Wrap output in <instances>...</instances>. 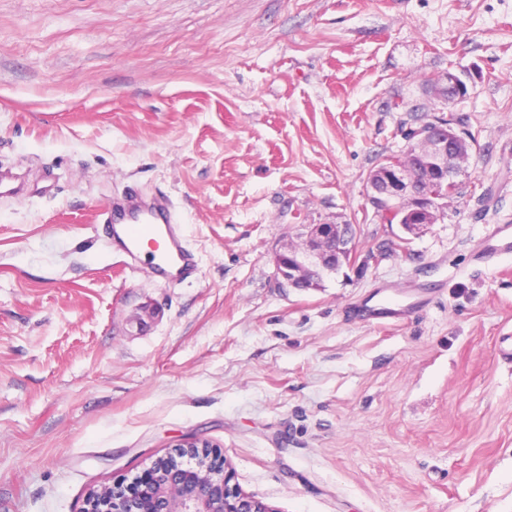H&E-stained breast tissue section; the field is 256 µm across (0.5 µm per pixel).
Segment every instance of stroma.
<instances>
[{"label":"stroma","instance_id":"obj_1","mask_svg":"<svg viewBox=\"0 0 512 512\" xmlns=\"http://www.w3.org/2000/svg\"><path fill=\"white\" fill-rule=\"evenodd\" d=\"M460 74L467 93L429 86ZM471 140L417 236L368 173ZM0 512H80L190 437L272 512H512V0H0ZM168 197L197 280L129 270L97 208ZM355 229L300 291L299 225ZM403 320L362 317L383 291ZM512 257V225L498 224L479 244L474 258L476 262L488 263Z\"/></svg>","mask_w":512,"mask_h":512}]
</instances>
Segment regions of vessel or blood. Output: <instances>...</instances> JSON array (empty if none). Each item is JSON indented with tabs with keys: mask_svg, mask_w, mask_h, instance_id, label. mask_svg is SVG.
<instances>
[{
	"mask_svg": "<svg viewBox=\"0 0 512 512\" xmlns=\"http://www.w3.org/2000/svg\"><path fill=\"white\" fill-rule=\"evenodd\" d=\"M112 227V241L124 255L126 268L147 265L164 281H185L199 273L197 259L184 245L167 204L129 191L122 202L100 211ZM512 257V225L500 224L479 244L474 258L488 263Z\"/></svg>",
	"mask_w": 512,
	"mask_h": 512,
	"instance_id": "1",
	"label": "vessel or blood"
}]
</instances>
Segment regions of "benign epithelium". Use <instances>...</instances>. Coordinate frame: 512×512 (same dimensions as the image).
<instances>
[{"label":"benign epithelium","mask_w":512,"mask_h":512,"mask_svg":"<svg viewBox=\"0 0 512 512\" xmlns=\"http://www.w3.org/2000/svg\"><path fill=\"white\" fill-rule=\"evenodd\" d=\"M466 83L448 72L432 88L441 98L461 95ZM409 150L423 155V166L393 161L367 176L376 207L398 212L399 224L416 235L447 206L444 190L468 162L466 134L437 118L414 130ZM346 224H307L301 243L289 241L275 256L276 268L291 288H316L315 272L334 273L353 255ZM228 466L216 445L192 438L144 468L131 482L121 480L91 490L81 512H273L262 501L230 485Z\"/></svg>","instance_id":"1"}]
</instances>
